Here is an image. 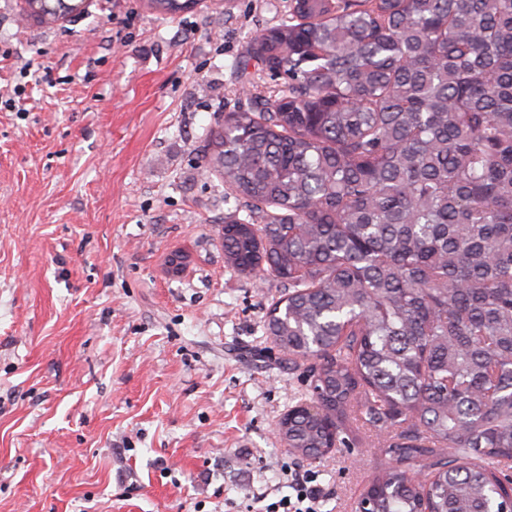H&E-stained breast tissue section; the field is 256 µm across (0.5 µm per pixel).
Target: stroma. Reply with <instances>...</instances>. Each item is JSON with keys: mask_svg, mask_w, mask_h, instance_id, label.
<instances>
[{"mask_svg": "<svg viewBox=\"0 0 512 512\" xmlns=\"http://www.w3.org/2000/svg\"><path fill=\"white\" fill-rule=\"evenodd\" d=\"M291 4L86 0L46 26L0 0V512H266L295 464L355 512L389 465L374 429L286 451L307 380L265 339L283 286L225 263L242 203L202 172L207 132L281 88L250 55Z\"/></svg>", "mask_w": 512, "mask_h": 512, "instance_id": "stroma-1", "label": "stroma"}]
</instances>
